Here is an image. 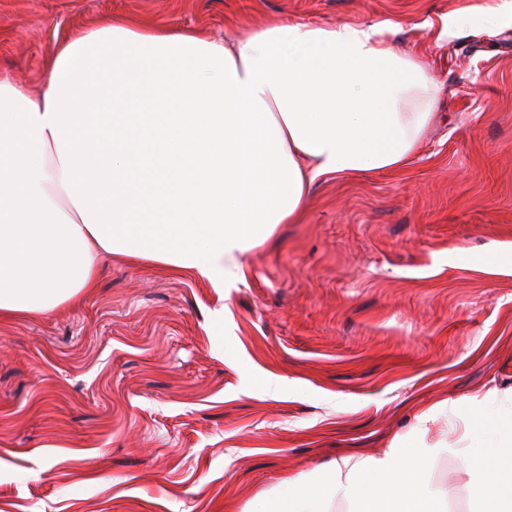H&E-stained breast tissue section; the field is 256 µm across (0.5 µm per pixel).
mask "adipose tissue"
<instances>
[{
    "label": "adipose tissue",
    "instance_id": "adipose-tissue-1",
    "mask_svg": "<svg viewBox=\"0 0 512 512\" xmlns=\"http://www.w3.org/2000/svg\"><path fill=\"white\" fill-rule=\"evenodd\" d=\"M385 33L281 19L219 42L113 15L57 42L39 92L0 75V318L91 292L105 255L223 287L316 182L409 168L438 84ZM469 416L471 512H512V414ZM430 455L342 458L265 512H447Z\"/></svg>",
    "mask_w": 512,
    "mask_h": 512
}]
</instances>
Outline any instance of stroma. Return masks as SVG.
<instances>
[{"instance_id": "35a3bbf8", "label": "stroma", "mask_w": 512, "mask_h": 512, "mask_svg": "<svg viewBox=\"0 0 512 512\" xmlns=\"http://www.w3.org/2000/svg\"><path fill=\"white\" fill-rule=\"evenodd\" d=\"M112 14L215 40L380 24L438 119L409 169L316 184L223 291L106 256L92 292L1 320L0 512H261L392 448L435 449L469 512L468 408L512 411V0H0V71L38 87Z\"/></svg>"}]
</instances>
